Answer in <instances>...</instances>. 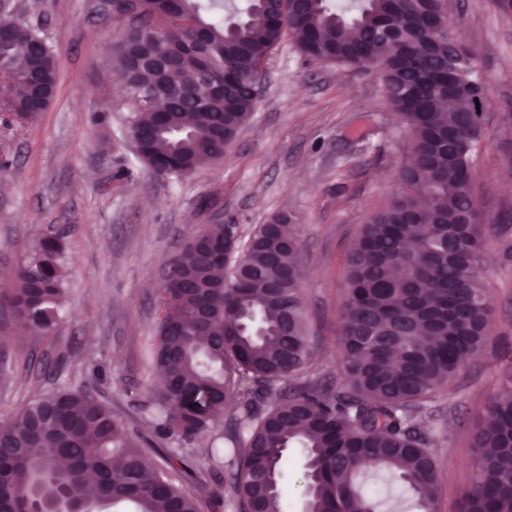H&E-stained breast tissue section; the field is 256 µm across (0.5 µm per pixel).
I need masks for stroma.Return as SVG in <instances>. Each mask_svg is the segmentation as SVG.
<instances>
[{"mask_svg": "<svg viewBox=\"0 0 512 512\" xmlns=\"http://www.w3.org/2000/svg\"><path fill=\"white\" fill-rule=\"evenodd\" d=\"M448 3L483 74L489 120L473 188L493 228V260L483 268L487 342L432 404L440 512H457L473 480L471 435L512 365V14L495 0ZM3 17L39 28L59 83L34 123L0 124V182L9 185L0 191V284H11L30 245L58 235L65 301L46 333L22 334L0 319V425L42 393L85 389L125 422L152 464H162L169 446L141 413L158 383L149 354L158 290L189 235L222 221L246 233L274 215L293 216L312 363L336 373L347 257L360 224L394 193L409 153L410 133L378 73L306 60L285 38L264 61L259 100L223 161L174 181L138 161L125 132V93L96 90L128 17L105 0H6ZM184 452L198 473L188 489L200 512H232L214 497L228 480L211 474L202 440Z\"/></svg>", "mask_w": 512, "mask_h": 512, "instance_id": "35a3bbf8", "label": "stroma"}]
</instances>
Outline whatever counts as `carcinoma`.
I'll use <instances>...</instances> for the list:
<instances>
[{
  "label": "carcinoma",
  "mask_w": 512,
  "mask_h": 512,
  "mask_svg": "<svg viewBox=\"0 0 512 512\" xmlns=\"http://www.w3.org/2000/svg\"><path fill=\"white\" fill-rule=\"evenodd\" d=\"M144 4L140 26L121 33L112 60L132 104L127 129L142 143L139 161L155 175L178 179L203 159H224L256 104L257 66L288 34L311 61L372 60L413 153L397 191L360 225L348 256L336 386L312 364L299 225L277 215L245 239L238 225L224 227L227 266L184 245L162 289L151 350L162 381L143 409L155 434L184 446L217 430L234 394L229 447L210 458L213 474H229L234 512H286L279 473L290 448L305 455V512L380 507L361 487L374 477L399 481L418 512H439L429 402L484 347L490 320L482 257L492 226L465 223L486 113L442 111L454 98L483 97L477 52L461 63L448 56L440 0H354L344 10L329 0H286L274 16L268 0H246L242 8L229 0ZM184 12L199 31L178 24ZM186 42L199 45L211 83L197 66L168 61V48ZM0 78L9 121L20 128L34 122L33 101H50L58 83L55 56L36 29L15 44L0 41ZM162 84L179 94L160 112L149 94ZM64 248L61 237L45 236L28 251L14 288L0 295L14 319L53 327ZM501 385L472 435L482 463L460 512H512V367ZM192 389L210 394L207 409L181 405ZM60 454L70 459L61 472L52 467ZM0 467V512L45 509L59 497L104 509L199 512L173 481L178 472L193 479L186 459L173 452L166 467L152 465L124 422L84 389L42 394L1 425Z\"/></svg>",
  "instance_id": "1"
}]
</instances>
